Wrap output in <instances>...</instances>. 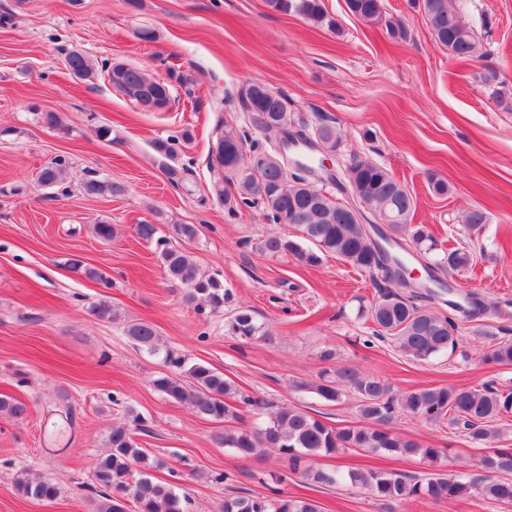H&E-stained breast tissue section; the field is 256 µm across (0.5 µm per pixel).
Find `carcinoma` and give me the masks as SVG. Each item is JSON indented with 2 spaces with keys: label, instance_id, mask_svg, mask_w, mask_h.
Masks as SVG:
<instances>
[{
  "label": "carcinoma",
  "instance_id": "carcinoma-1",
  "mask_svg": "<svg viewBox=\"0 0 512 512\" xmlns=\"http://www.w3.org/2000/svg\"><path fill=\"white\" fill-rule=\"evenodd\" d=\"M266 6L280 13L294 12L312 25L337 32V21L325 9L322 0H265ZM350 13L367 23L385 28L390 39L400 42L408 38V31L399 18L383 14L381 0H346ZM414 5L425 15L434 40L459 60H469L476 54L473 29L462 19V0H414ZM65 66L71 76L80 81H94L105 72L112 87L142 106L153 104L164 109L171 101L172 82L144 69L122 62L111 64L98 60L80 50L67 53ZM238 104L247 113L257 129L266 135L290 133L293 126L283 99L259 82H247L238 91ZM320 153L336 152L339 139L334 128L321 122L310 132ZM190 139L187 130L166 139L154 141V150L167 160H174L176 145ZM245 143L233 129L226 128L214 145L215 161L227 178H236L240 192L232 195L215 184L214 192L230 211L238 206L262 207L267 221L290 225L298 230L292 237L272 235L264 239L260 249L269 254L290 253L307 265L314 266L321 256H335L357 270L369 274L372 280L387 283L379 287L378 296L367 311V319L374 324L373 335L389 338L406 356L416 361H428L448 350L456 349L459 324L473 322L485 313L488 305L473 293H466L462 302L442 300L433 291L407 292L402 277L405 257L425 245L433 249L435 242L420 225L411 224L415 202L410 191L388 170L369 160L352 162L343 171V180L333 175L337 185L347 184L357 196L362 208L388 219V232L361 223L362 213L352 203H338L325 191L312 185L309 176L315 167L296 162L298 171L284 173L275 154L250 148L249 160L239 155ZM62 160L44 167L39 174L41 185L52 188L62 180ZM88 196H112L123 193V187L108 180L89 178L83 183ZM487 214L471 209L464 216L469 230L478 231L487 223ZM473 261L472 252L459 246L443 256L426 270L429 280L439 286L443 281L436 275L439 269L462 270ZM161 263L166 279L187 291L186 300L204 304L216 310L224 305V284L213 276L200 273L197 264L184 249L164 248ZM441 300L448 310L419 304V301ZM238 335L253 339L258 333L252 316L241 311L232 323ZM127 334L138 345L152 353L160 352L156 331L148 322L127 326ZM164 361L176 372L153 380L154 387L170 400L186 405L192 413L215 422L235 417L226 399L235 391L224 379V374L201 363L187 365L186 359L173 350L164 352ZM488 364H512V338H504L485 356ZM354 392L358 409L366 421L364 426L332 427L294 407H281L268 415L259 428L224 430L220 442L234 449L241 458H250L265 448H273L288 461L289 470L318 483L332 484L347 480L355 487L371 492L384 501H455L475 496L491 504H512V481L498 478L512 474V448L494 446L500 433L496 423L505 413H512V392H503L494 383L480 389L455 385L422 387L400 394L381 380L362 375L350 368L324 373L318 381L303 383L300 388L329 402H336L343 388ZM401 410L415 417L439 423L451 419L460 425L471 441L492 446L479 461V472L450 477L433 473L423 480L411 479L396 471L354 469L345 474L310 472L304 466L309 455L333 454L341 450L359 449L379 455L419 456L434 462L442 449L422 444L397 435L389 424L395 412ZM28 412L25 403L0 396V414L20 419ZM138 417L132 423L114 425L107 436L108 454L96 463L93 490L99 497L97 512H126L119 497L132 499L135 512H184L180 497L173 487L151 473L153 465L144 448L136 439ZM14 487L21 496L41 502L58 499L56 483L28 471L18 473ZM224 512H321L314 499L303 496L264 495L235 496L224 499Z\"/></svg>",
  "mask_w": 512,
  "mask_h": 512
}]
</instances>
